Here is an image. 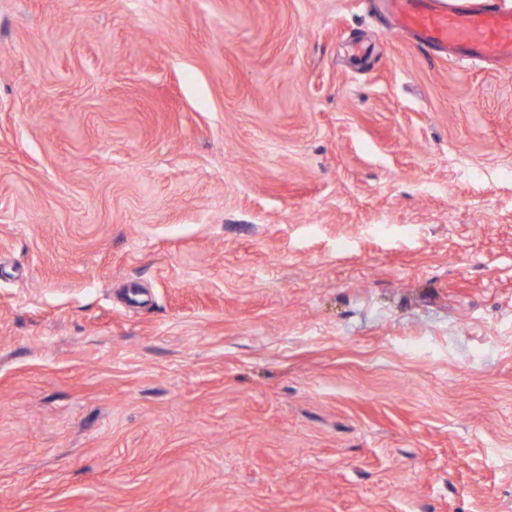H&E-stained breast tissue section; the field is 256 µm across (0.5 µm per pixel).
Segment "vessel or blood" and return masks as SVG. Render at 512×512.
Listing matches in <instances>:
<instances>
[{"label":"vessel or blood","mask_w":512,"mask_h":512,"mask_svg":"<svg viewBox=\"0 0 512 512\" xmlns=\"http://www.w3.org/2000/svg\"><path fill=\"white\" fill-rule=\"evenodd\" d=\"M399 29L462 65L512 62V10L497 0H388Z\"/></svg>","instance_id":"1"}]
</instances>
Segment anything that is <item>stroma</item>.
<instances>
[{"mask_svg":"<svg viewBox=\"0 0 512 512\" xmlns=\"http://www.w3.org/2000/svg\"><path fill=\"white\" fill-rule=\"evenodd\" d=\"M0 512H512V64L0 0Z\"/></svg>","mask_w":512,"mask_h":512,"instance_id":"1","label":"stroma"}]
</instances>
